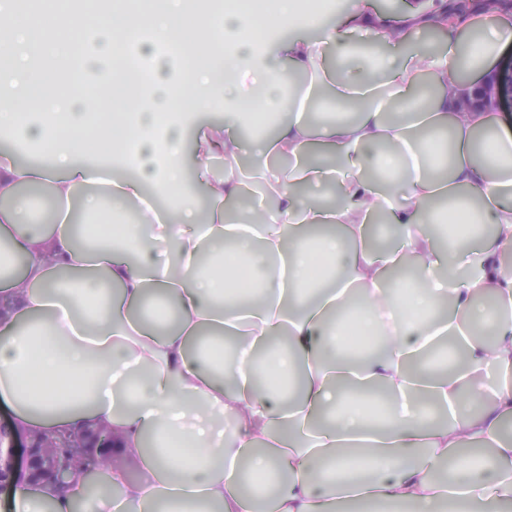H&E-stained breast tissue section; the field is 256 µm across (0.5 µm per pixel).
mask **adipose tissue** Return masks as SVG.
Instances as JSON below:
<instances>
[{
	"label": "adipose tissue",
	"mask_w": 512,
	"mask_h": 512,
	"mask_svg": "<svg viewBox=\"0 0 512 512\" xmlns=\"http://www.w3.org/2000/svg\"><path fill=\"white\" fill-rule=\"evenodd\" d=\"M162 2L113 10L99 24L82 67L105 71L114 112L84 138L103 102L60 89L45 35H71L86 15L45 7L23 18L14 0H0V118L50 155L35 166L0 155V194L10 198L0 207V407L15 433L111 428L113 447L141 463L134 482L107 471L97 497H86L81 480L65 489L21 483L0 495V512H74L80 500L85 512H254L244 473L278 470L288 477L274 483L268 512L373 502L496 512L512 499V441L500 435L512 417V278L498 272L512 251V134L495 113L463 107L468 85L454 66L466 58L486 71L512 44V24L483 12L442 25L446 0H415L397 17L359 0L327 27L322 0H274L273 23L252 5L225 14L234 41L224 45L189 0ZM437 25L442 51H405ZM143 33L178 48L186 77L175 81L170 60L153 56L149 103L131 125L122 109L130 74L115 61ZM357 36L387 39L402 63L346 53ZM294 72L308 84L281 98ZM316 95L351 107L354 119L310 120ZM388 100L413 108L388 123ZM220 104L221 124L194 127ZM265 105L283 115L266 150L291 165L259 172L274 205L252 238L227 216L242 179L213 178L210 165L218 156L238 163L240 116ZM444 137L452 154L441 178L429 163ZM321 155L340 167L317 164ZM190 175L206 191V215L183 189ZM157 184L168 192L163 208L144 203ZM127 205L130 231L105 223ZM380 216L402 230L386 252L368 241ZM431 224L454 225L446 245ZM479 224L492 233H476ZM230 252L252 274L250 299L239 295ZM483 294L494 307L478 309ZM483 321L489 345L476 337ZM436 339L465 348L462 370L419 364ZM490 363L500 383L488 393L480 375ZM374 386L392 399L383 425L352 409L351 392ZM424 399L447 409L448 425L429 426ZM148 436L158 452L143 448ZM464 447L491 449L492 463L454 457Z\"/></svg>",
	"instance_id": "obj_1"
}]
</instances>
